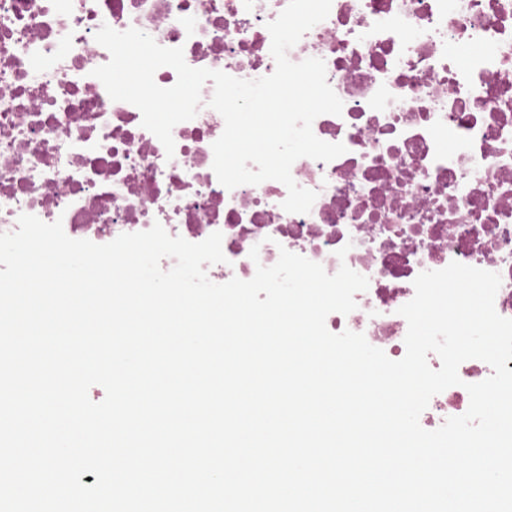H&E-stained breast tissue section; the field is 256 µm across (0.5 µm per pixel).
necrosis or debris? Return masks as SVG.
Wrapping results in <instances>:
<instances>
[{"label":"necrosis or debris","instance_id":"4bbe7bcc","mask_svg":"<svg viewBox=\"0 0 512 512\" xmlns=\"http://www.w3.org/2000/svg\"><path fill=\"white\" fill-rule=\"evenodd\" d=\"M288 2L0 0V233L23 214L97 244L156 223L192 243L218 232L226 260L206 268L217 284L252 279L283 248L330 274L345 265L369 286L327 329L364 334L393 360L406 354L398 310L421 272L457 261L498 273L495 308L512 318V0H332L288 52L324 60L343 102L312 129L345 153L291 168L318 193L306 214L283 209L281 182L219 183L212 145L225 123L207 105L212 83L197 116L174 127L169 154L92 74L110 59L95 40L106 24L182 48L194 68L271 75L266 25ZM458 373L461 385L422 412L424 429L464 414L466 384L492 369L469 359Z\"/></svg>","mask_w":512,"mask_h":512}]
</instances>
